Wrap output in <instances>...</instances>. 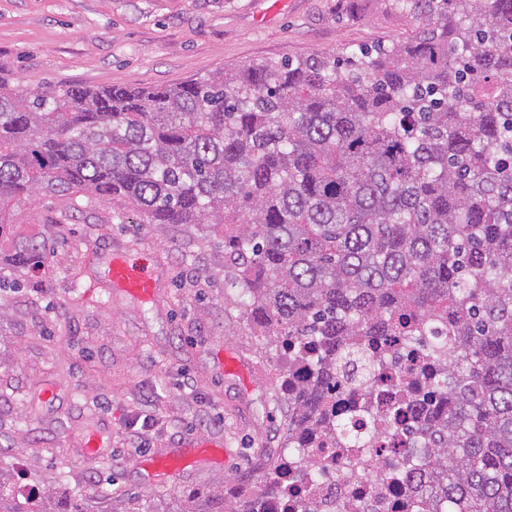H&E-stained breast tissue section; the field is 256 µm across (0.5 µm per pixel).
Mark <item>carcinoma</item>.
<instances>
[{"mask_svg": "<svg viewBox=\"0 0 512 512\" xmlns=\"http://www.w3.org/2000/svg\"><path fill=\"white\" fill-rule=\"evenodd\" d=\"M419 36L320 53L160 88L16 91L0 79V233L38 193L110 203L121 224H205L223 239L224 288L255 335L306 365L288 422L322 413L368 348L447 336V367L387 415L361 403L375 441L415 419L403 448H430L410 475L414 512H512V0H394ZM53 263L44 240L14 255ZM0 512H90L86 495L13 497ZM180 512H253L240 494L196 493Z\"/></svg>", "mask_w": 512, "mask_h": 512, "instance_id": "carcinoma-1", "label": "carcinoma"}]
</instances>
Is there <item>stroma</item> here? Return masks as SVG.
<instances>
[{
	"mask_svg": "<svg viewBox=\"0 0 512 512\" xmlns=\"http://www.w3.org/2000/svg\"><path fill=\"white\" fill-rule=\"evenodd\" d=\"M419 31L392 0H0V73L24 90L154 87L227 65L404 43ZM34 238L55 244V265L10 267L23 288L0 290V461L13 484L77 487L101 508L104 493H126L143 512H176L190 492L258 481L285 447L288 405L276 352L262 350L247 318L224 304L214 234L118 224L108 203L71 214L62 198L41 194L14 207L0 257ZM114 251L157 274L155 301L110 291L104 271ZM74 271L83 283L76 293ZM48 321L70 325L68 345L41 334ZM221 353L237 359L240 375L221 371ZM186 376L192 387H183ZM148 413L165 427L140 445L128 424ZM93 429L106 442L88 460L81 442ZM199 437L223 442V463L200 460L148 480L146 455ZM57 446L70 462L62 478L50 453Z\"/></svg>",
	"mask_w": 512,
	"mask_h": 512,
	"instance_id": "1",
	"label": "stroma"
}]
</instances>
